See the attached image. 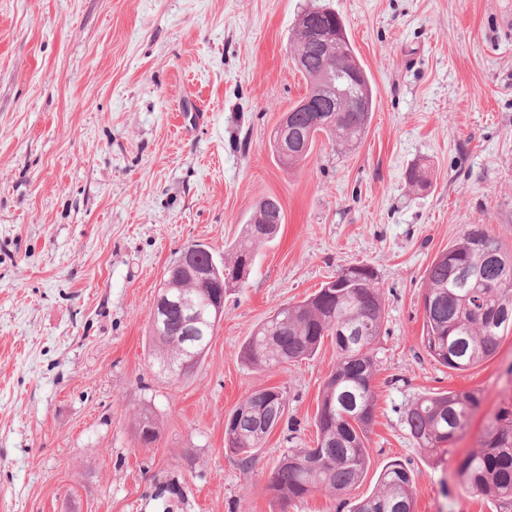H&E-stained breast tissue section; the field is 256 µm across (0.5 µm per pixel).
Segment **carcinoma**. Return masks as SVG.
Here are the masks:
<instances>
[{"label":"carcinoma","instance_id":"cac0c4a2","mask_svg":"<svg viewBox=\"0 0 512 512\" xmlns=\"http://www.w3.org/2000/svg\"><path fill=\"white\" fill-rule=\"evenodd\" d=\"M346 30L342 17L326 5L314 3L299 15L291 37L292 53L302 58L300 72L310 88L313 111L292 113L289 137L300 140L283 157L275 143L270 148L285 167L301 163L324 135L333 145L350 146L366 133L376 109L371 80L356 58L351 42L343 53L331 56L321 38L330 30ZM355 72L363 87L361 106L335 103L322 91L323 81L345 87ZM283 221L280 202L264 197L255 205L248 224L227 249L230 258L216 254L202 242L198 255L202 264L214 260L223 271L221 281L189 285L184 295L203 312L202 341L215 335L219 320L215 305L224 290L244 285L251 274L258 245L271 240ZM497 262H487V255ZM424 300L434 302L424 310L422 345L439 364L466 371L493 357L501 338L512 328V255L483 225L466 229L461 240L434 258L425 276ZM184 307L172 305L165 313V333H149L151 357L179 339ZM384 309L375 270L357 263L341 270L314 294L291 303L288 313L275 321L265 320L243 343L241 359L250 367L264 368L298 362L314 356L328 337L336 345V370L321 393L314 424V448H293L275 466L269 487L282 502L302 501L316 492L342 495L362 481L369 463L368 432L375 418L374 346L382 331ZM286 398L276 388L248 395L224 423V443L247 466L254 453L281 423ZM480 397L471 391H448L424 395L410 404L404 424L419 447L434 451L452 443L470 423ZM139 436L144 445L158 437V424L149 410L139 418ZM458 473L468 489L484 496L496 512H512V401L499 407L490 418L481 448L463 458ZM350 512H414L412 478L400 463L386 466L371 495L357 500Z\"/></svg>","mask_w":512,"mask_h":512}]
</instances>
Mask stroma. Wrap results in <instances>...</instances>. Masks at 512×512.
<instances>
[{
  "instance_id": "1",
  "label": "stroma",
  "mask_w": 512,
  "mask_h": 512,
  "mask_svg": "<svg viewBox=\"0 0 512 512\" xmlns=\"http://www.w3.org/2000/svg\"><path fill=\"white\" fill-rule=\"evenodd\" d=\"M323 2L377 106L359 143L319 138L286 168L269 138L307 90L289 39L309 0H0V512H337L332 495L283 504L268 489L282 455L316 444L334 344L264 369L240 349L355 263L375 269L385 320L370 465L349 499L397 461L415 512H494L457 465L512 399V329L453 371L421 344L422 299L426 268L471 225L512 253V0ZM415 165L428 190L409 184ZM266 196L284 222L227 289L205 359L159 376L148 336L164 269L194 240L223 252ZM269 387L284 419L245 468L224 422ZM448 390L482 400L440 457L403 413Z\"/></svg>"
}]
</instances>
